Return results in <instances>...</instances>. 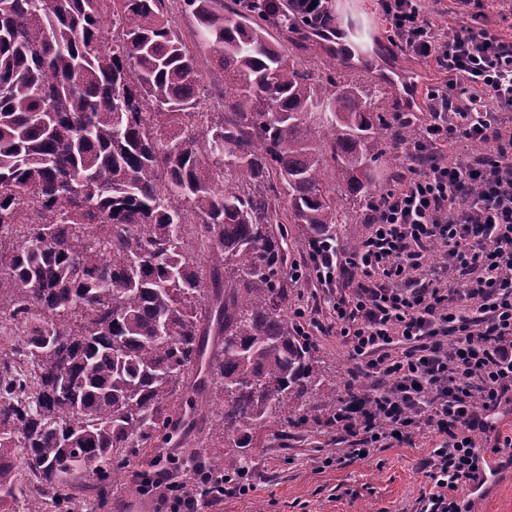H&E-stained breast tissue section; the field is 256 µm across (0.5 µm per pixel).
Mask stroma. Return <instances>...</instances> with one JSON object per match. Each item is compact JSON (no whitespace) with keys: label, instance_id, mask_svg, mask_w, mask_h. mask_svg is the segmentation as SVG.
I'll use <instances>...</instances> for the list:
<instances>
[{"label":"stroma","instance_id":"35a3bbf8","mask_svg":"<svg viewBox=\"0 0 512 512\" xmlns=\"http://www.w3.org/2000/svg\"><path fill=\"white\" fill-rule=\"evenodd\" d=\"M328 8L338 26L353 23L370 33L374 70L414 73L425 87L445 80V73L405 55L390 41L377 0H329ZM311 339L319 349L321 379L341 387L354 371L357 387L372 385L364 363L336 334L315 329ZM325 418L321 412L304 427L268 429L264 448L247 465L253 491L225 497L200 512H415L425 484L423 464L440 444V435H424L411 446L374 448L359 460L347 456V441L325 427ZM481 452L496 462L497 472L474 498V512H512V457L488 445ZM158 454L155 448H130L113 457L109 476L84 471L67 504L69 512H166L158 492L142 491L137 477L150 470ZM328 457L332 466H323Z\"/></svg>","mask_w":512,"mask_h":512}]
</instances>
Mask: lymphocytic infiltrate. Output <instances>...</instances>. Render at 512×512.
<instances>
[{"mask_svg":"<svg viewBox=\"0 0 512 512\" xmlns=\"http://www.w3.org/2000/svg\"><path fill=\"white\" fill-rule=\"evenodd\" d=\"M389 37L447 74L427 87L417 162L381 195L371 227L345 251L310 244V272L334 291L324 318L378 379L329 417L351 456L443 440L425 462L420 512H472L477 434L512 405V40L427 18L423 0H379ZM195 486L170 468L143 474L168 512H198L249 485L205 465Z\"/></svg>","mask_w":512,"mask_h":512,"instance_id":"1","label":"lymphocytic infiltrate"}]
</instances>
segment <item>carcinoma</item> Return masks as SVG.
Here are the masks:
<instances>
[{"instance_id":"carcinoma-1","label":"carcinoma","mask_w":512,"mask_h":512,"mask_svg":"<svg viewBox=\"0 0 512 512\" xmlns=\"http://www.w3.org/2000/svg\"><path fill=\"white\" fill-rule=\"evenodd\" d=\"M183 2L205 68L164 0H0V314L25 336L0 356V502L20 451L41 509L198 424L226 447L209 467L238 475L252 431L352 396L288 317L290 247L372 206L419 126L336 80L324 45L312 71L282 3ZM212 90L224 111H195Z\"/></svg>"}]
</instances>
